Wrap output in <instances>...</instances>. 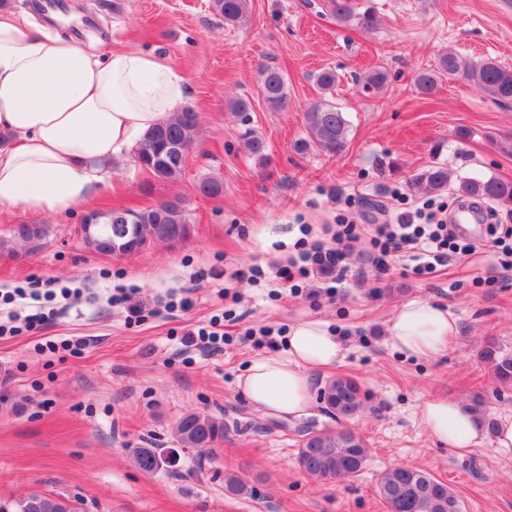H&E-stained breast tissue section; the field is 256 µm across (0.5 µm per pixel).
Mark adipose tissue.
Returning <instances> with one entry per match:
<instances>
[{
  "label": "adipose tissue",
  "mask_w": 512,
  "mask_h": 512,
  "mask_svg": "<svg viewBox=\"0 0 512 512\" xmlns=\"http://www.w3.org/2000/svg\"><path fill=\"white\" fill-rule=\"evenodd\" d=\"M186 77L164 55L96 48L41 34L14 9H0V212L67 216L88 203L128 159L133 145L180 111ZM459 332L456 317L432 303L405 302L387 326L400 354L431 358ZM282 356L254 360L237 389L269 415L300 417L312 405L313 370L341 357L339 336L315 320L295 324ZM420 419L434 438L465 453L484 430L461 404L428 399Z\"/></svg>",
  "instance_id": "obj_1"
}]
</instances>
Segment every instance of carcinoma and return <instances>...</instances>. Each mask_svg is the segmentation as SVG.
<instances>
[{"mask_svg": "<svg viewBox=\"0 0 512 512\" xmlns=\"http://www.w3.org/2000/svg\"><path fill=\"white\" fill-rule=\"evenodd\" d=\"M352 0H332L336 21L354 24L365 30H374L379 21L370 11L356 12ZM215 16L227 26L243 23L248 16L249 0H211ZM468 81L485 95L500 102H512V67L500 65L492 58L471 61L461 58L450 49L432 69L416 73L414 85L421 94L436 91L444 77ZM338 77L331 69H323L314 76L319 92L305 112V126L309 138L299 143L307 149L311 144L329 156L341 153L347 144L349 122L338 107L328 103L326 95L336 87ZM365 92L377 93L387 82V72L376 68L358 78ZM259 95L272 111H279L288 100V80L282 70L266 67L259 78ZM199 130V115L187 107L176 113L167 123L147 133L135 149V160L155 180L175 183L181 180L185 166V151L192 149ZM451 173L443 166H431L411 179V188L424 195L439 194L448 189ZM461 195L491 200L505 208L512 206V182L495 176L483 179L462 178L456 184ZM92 237H82L90 250L121 257L143 250L154 240L177 244L186 241L192 232L181 202L167 201L142 210L96 211ZM47 236L45 227L18 224L10 236L0 238V255L17 253L14 244L22 243L29 254L40 252ZM482 359L489 365L494 379L502 384L512 383V353L505 352L495 341L485 345ZM327 411L335 418L350 419L363 409L359 384L349 377L329 380L320 394ZM177 443L182 448L212 446L224 438V423L195 412L180 418L176 426ZM133 462L145 472L160 468L162 458L153 448H132ZM368 456L365 440L351 430L302 432L300 448L296 455L298 469L321 483L358 474ZM224 487L237 496H250L253 490L237 476L228 473ZM376 494L383 501L387 512H461L458 498L447 484L424 469L407 466L391 467L380 475ZM0 512H75L66 498L34 493L25 499L10 502L0 499Z\"/></svg>", "mask_w": 512, "mask_h": 512, "instance_id": "obj_1", "label": "carcinoma"}]
</instances>
